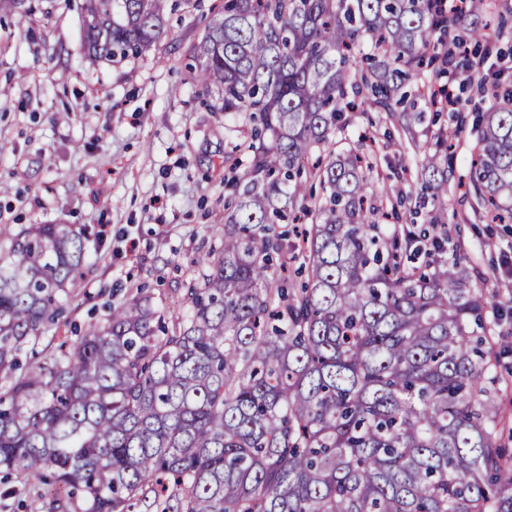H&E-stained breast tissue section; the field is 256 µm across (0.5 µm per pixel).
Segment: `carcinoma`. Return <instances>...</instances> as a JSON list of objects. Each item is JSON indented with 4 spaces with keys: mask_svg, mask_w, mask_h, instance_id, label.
<instances>
[{
    "mask_svg": "<svg viewBox=\"0 0 512 512\" xmlns=\"http://www.w3.org/2000/svg\"><path fill=\"white\" fill-rule=\"evenodd\" d=\"M169 0H83L85 60L140 57ZM433 0H222L196 80L249 114L226 181L224 242L184 307L142 291L24 361L77 286L87 236L29 224L0 255V472L47 478L48 512H512L501 352L462 262L407 266L414 223H369L365 157L327 149L365 102L410 133L397 97L462 25ZM468 195L512 224V94L491 93ZM424 189L447 191L439 153ZM321 195L307 193L308 180ZM314 217L290 283L285 234Z\"/></svg>",
    "mask_w": 512,
    "mask_h": 512,
    "instance_id": "cac0c4a2",
    "label": "carcinoma"
}]
</instances>
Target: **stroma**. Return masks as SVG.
I'll return each instance as SVG.
<instances>
[{"mask_svg":"<svg viewBox=\"0 0 512 512\" xmlns=\"http://www.w3.org/2000/svg\"><path fill=\"white\" fill-rule=\"evenodd\" d=\"M215 0H183L171 34L139 58L84 63L82 0H19L0 7V226L69 224L88 234L79 288L67 320L104 318L109 305L145 288L155 306L170 305L198 281L196 258L219 249L233 145L247 137L245 116L212 111L190 72L193 47L206 32ZM506 18L501 36L477 42L451 31L435 53L453 52L456 69L427 68L403 88L413 129L405 137L374 107L348 113L345 139L373 168L367 192L375 223H392L398 196L416 207V227L443 213L449 249L499 304V376L512 385V224L475 217L458 179L475 145L474 120L486 111L476 83L512 89V0H486L472 21ZM451 85L458 107H436L427 85ZM445 148L452 176L441 197L420 195L423 154ZM137 249L127 253L128 239Z\"/></svg>","mask_w":512,"mask_h":512,"instance_id":"1","label":"stroma"}]
</instances>
